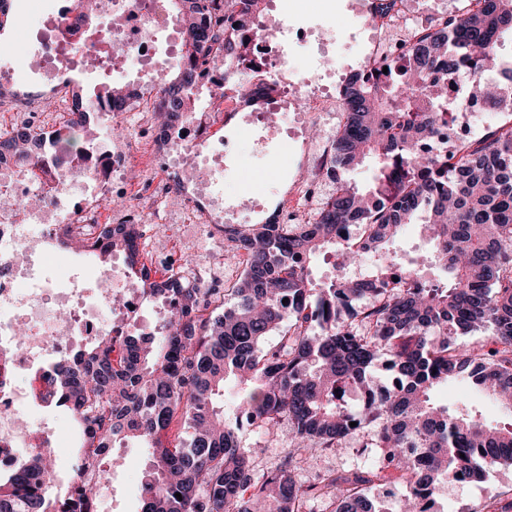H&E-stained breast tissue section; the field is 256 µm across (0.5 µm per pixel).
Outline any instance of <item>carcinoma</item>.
<instances>
[{
  "mask_svg": "<svg viewBox=\"0 0 512 512\" xmlns=\"http://www.w3.org/2000/svg\"><path fill=\"white\" fill-rule=\"evenodd\" d=\"M184 19L180 63L151 75L159 114L169 120L186 108L201 73L247 51L235 25L261 12L262 0H169ZM512 33V0H474L467 14L426 19L387 74L351 79L344 91L346 121L337 131L330 164L336 190L316 224H247L230 230L227 252L245 265L225 288L190 287L176 274L157 276L138 253L134 224L105 225L98 242L76 232L57 245L97 251L102 263L123 254L127 274L144 296L172 302L156 332H112L38 374L35 397L63 407L79 434V464L64 495L45 464L48 454L20 456L0 469V512H93L110 490L103 462L117 443L148 449L140 512H305L321 499L328 512H381L375 491L405 486L396 512H433V489L458 474L482 479L487 468L512 463V422L489 423L464 401L442 403L433 392L458 379L512 410V124L450 152L423 153L422 137L448 124L466 97L487 109L512 105V60L498 57L501 36ZM444 73L434 77V71ZM467 79L449 97L448 84ZM139 97L138 87L105 82L98 110ZM83 114L47 132L74 139ZM32 130L0 138V148L28 154ZM377 165L361 188L346 173L365 160ZM358 224L375 264L358 280L321 285L310 265L321 254L359 262L342 244V229ZM404 224H418L431 254L408 257L389 246ZM444 279L428 275L429 266ZM407 287L391 286L395 270ZM288 302H283V299ZM280 332L277 345L264 337ZM484 334L463 345L460 338ZM387 357L399 384L353 411L344 397L376 392L371 371ZM233 383L234 413H224V388ZM182 422L190 438H170ZM286 443L284 459L263 468L238 441L243 423ZM357 426L352 427L350 423ZM364 433L380 464L369 471L324 473L311 484L295 479L297 463ZM181 494L177 499L175 494Z\"/></svg>",
  "mask_w": 512,
  "mask_h": 512,
  "instance_id": "1",
  "label": "carcinoma"
}]
</instances>
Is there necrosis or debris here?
I'll list each match as a JSON object with an SVG mask.
<instances>
[{
  "label": "necrosis or debris",
  "mask_w": 512,
  "mask_h": 512,
  "mask_svg": "<svg viewBox=\"0 0 512 512\" xmlns=\"http://www.w3.org/2000/svg\"><path fill=\"white\" fill-rule=\"evenodd\" d=\"M414 0H371L372 65L360 69V76L374 74L378 62L400 60L415 38L418 26L413 15ZM110 22L112 56L120 65L146 74L160 67L161 59L155 41L160 29L177 30L178 25L166 10V0H61L47 17L44 31L31 55L30 64L44 79L49 93L57 95L60 104L74 106L75 95L66 94V82L59 79L60 70L72 64L73 49L84 47L89 36V18ZM249 42L247 61L233 69L237 83L248 87L276 85V93L267 103L279 112L292 114L299 129L330 121L343 112L341 95L330 90L307 91V105H299L291 94L293 72L285 54L287 40L307 44L311 35L305 31L288 32L284 20L266 14L252 20L243 32ZM223 105L206 113H184L178 126L162 129L151 123L148 136L162 169L161 193L147 215L138 206L122 212L107 213L105 203L114 192L132 196L127 180L133 131L114 140L108 150L87 149L66 152L59 146H42L35 164H25L18 156L0 157V338L16 326L27 335L15 347L13 374L27 371L33 364L60 360L71 356L81 341L104 335L111 329L137 326L134 306L139 305L138 288L124 285L119 269H111V293L123 296L125 304L113 307L111 293H97L95 300L87 294L94 287L88 274H49L52 253L45 242L59 234L66 225L86 224L100 228L102 224L166 223L171 215V187L179 179V171L187 165H202L213 174L211 180L196 184L184 197L182 209L192 223L211 225L223 234L225 225L243 223L244 211L225 204L216 190L215 178L221 175L225 162L233 157L236 144L221 140L218 147L208 148V134L202 124L223 119ZM336 139L329 129L323 138L307 143L308 154L319 156L317 179H298L291 189L288 206L271 216L275 224H312L318 219L328 192L336 181L327 158ZM27 391L11 387L0 391V466L15 462L20 449L52 447L54 432L48 425L34 432L20 429L28 418Z\"/></svg>",
  "instance_id": "1"
}]
</instances>
